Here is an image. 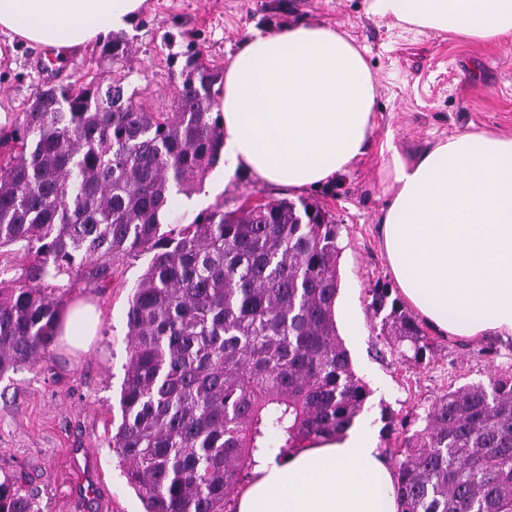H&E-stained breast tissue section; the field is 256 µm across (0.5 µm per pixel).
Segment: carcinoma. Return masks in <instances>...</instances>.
Returning <instances> with one entry per match:
<instances>
[{"mask_svg":"<svg viewBox=\"0 0 512 512\" xmlns=\"http://www.w3.org/2000/svg\"><path fill=\"white\" fill-rule=\"evenodd\" d=\"M132 43L100 45L112 83L47 85L0 137V248L29 262L0 289V377L48 357L70 289L104 286L112 261L151 255L129 303V357L112 452L145 512H237L257 463L343 434L371 390L338 334V225L304 200L219 208L163 230L220 158L219 73L198 53L172 112L128 91ZM367 309L401 360L434 349L376 282ZM396 436L398 512H512V374L437 396ZM0 512H40L0 482Z\"/></svg>","mask_w":512,"mask_h":512,"instance_id":"obj_1","label":"carcinoma"}]
</instances>
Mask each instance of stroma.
Listing matches in <instances>:
<instances>
[{
  "label": "stroma",
  "instance_id": "1",
  "mask_svg": "<svg viewBox=\"0 0 512 512\" xmlns=\"http://www.w3.org/2000/svg\"><path fill=\"white\" fill-rule=\"evenodd\" d=\"M149 7L127 37L135 52L132 84L154 107L171 111L184 77L177 58L187 45L216 66H224L244 45L251 29H279L303 22L329 25L364 52L378 81L374 140L394 135L415 153L456 133L482 128L512 135V41L465 43L428 30L367 14L366 0H148ZM92 45L72 50L56 74L42 64L47 51L0 31V129L9 130L44 82L72 83L85 74L102 84L112 80V63H91ZM378 150L358 161L330 186L298 193L243 173L194 192L197 206L173 209L169 223L183 224L217 206L231 210L243 201L299 199L320 206L339 228L341 289L355 309L359 333L345 337L357 374L373 394L362 416L377 449H384L381 411L400 420L422 412L448 386L512 373V342L485 347L437 337L430 364L415 365L384 352L380 321L366 307V290L392 282L379 236L386 197L379 185ZM148 256H127L113 264L104 288L72 283L70 300L92 302L99 328L88 352L56 344L49 358L0 378V481L13 479L36 494L41 512H144L128 486L110 445L112 418L128 361L127 309L130 291ZM90 448L102 482L76 494L66 451Z\"/></svg>",
  "mask_w": 512,
  "mask_h": 512
}]
</instances>
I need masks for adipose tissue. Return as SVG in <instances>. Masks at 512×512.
I'll return each instance as SVG.
<instances>
[{
  "label": "adipose tissue",
  "mask_w": 512,
  "mask_h": 512,
  "mask_svg": "<svg viewBox=\"0 0 512 512\" xmlns=\"http://www.w3.org/2000/svg\"><path fill=\"white\" fill-rule=\"evenodd\" d=\"M146 3L0 0V31L70 49L129 30ZM366 10L460 41L512 40V0H367ZM377 96L362 52L338 30L252 31L224 68V174L315 189L378 146L388 182L381 240L405 303L451 338H512V136L471 130L414 155L391 137L377 145ZM395 483L354 425L255 467L237 512H397Z\"/></svg>",
  "instance_id": "obj_1"
}]
</instances>
